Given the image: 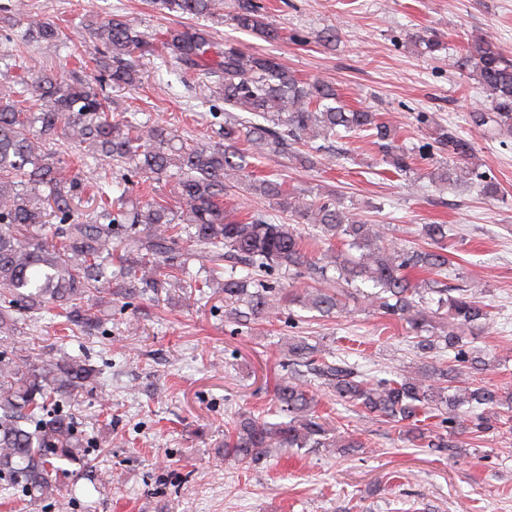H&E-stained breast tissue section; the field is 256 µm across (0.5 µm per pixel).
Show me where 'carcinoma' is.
<instances>
[{"mask_svg":"<svg viewBox=\"0 0 512 512\" xmlns=\"http://www.w3.org/2000/svg\"><path fill=\"white\" fill-rule=\"evenodd\" d=\"M221 0H150L159 14L181 13L218 18ZM232 21L237 29L268 41L283 39L267 20L258 0H236ZM97 45L80 54L88 74L67 79L27 63L21 46L66 45L57 24L27 20L23 45L0 54L15 75L0 84V335L13 332L14 314L54 310L87 334L101 323L95 297L126 291L158 299L182 291L189 305L207 297V289L224 295V307L236 323L269 318L281 303L298 305L328 318L344 311L351 291L370 284L377 310L405 323L407 335L423 350L454 352L469 362L462 341L468 327L484 326L489 308L458 289L448 294L438 277L452 264V240L446 224H424L426 249H395L380 240L372 225L347 219L332 194L298 203L277 178L255 174L254 160L266 155L312 163L297 145L339 134H364L382 151L381 162L396 175L421 173L436 185H460L473 175L471 143L438 126L433 140L441 158L418 167L414 155L399 145L396 129L378 113L345 103L332 82L304 79L261 53H246L232 41L218 42L207 28L167 31L150 40L133 20L106 17L90 24ZM159 44L161 57L174 60L183 81L207 78L223 99L224 124L215 138L176 144L166 128L113 111L112 101L92 81L132 85L138 81L135 54ZM418 52L435 59L445 50L435 36L418 35ZM455 66L485 91L486 112L471 122L490 135H512V59L491 42L473 37L459 46ZM239 114H233V111ZM247 116H241V113ZM80 167L89 160L117 168L118 176L95 186L96 206L77 215L74 202L86 184L68 179V159ZM160 181L173 178L179 204L157 196L132 205L127 173ZM242 185L251 194L288 214L278 222L265 211L233 215L224 209V193ZM58 223H52V220ZM312 226V237L326 244L309 257L297 225ZM341 249H336L335 245ZM199 260L204 274H192ZM314 266L338 276L328 286L298 285L302 268ZM274 268L288 275V285H273L264 274ZM286 374L275 387L270 413L240 412L225 423L224 457L251 464L271 456L275 448L310 452L335 448L344 455L363 443L331 426L304 377L311 376L336 400L397 427L407 423L404 440L417 447L458 448L453 438L467 430L489 429L494 418L512 412V389L483 384H457V370L433 367L428 381L406 376L365 380L357 365L330 355L307 337L288 343ZM97 370L64 348L49 358L33 360V352L0 356V491L33 500L57 491L66 464H89L88 437L64 410L78 390L95 380ZM437 418L442 431L428 435L419 418Z\"/></svg>","mask_w":512,"mask_h":512,"instance_id":"obj_1","label":"carcinoma"}]
</instances>
